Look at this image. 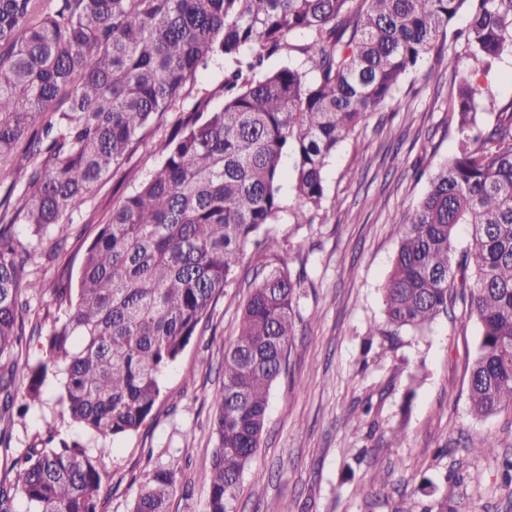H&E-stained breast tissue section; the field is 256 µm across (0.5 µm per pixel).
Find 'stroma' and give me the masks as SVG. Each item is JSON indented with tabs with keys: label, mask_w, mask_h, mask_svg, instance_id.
<instances>
[{
	"label": "stroma",
	"mask_w": 512,
	"mask_h": 512,
	"mask_svg": "<svg viewBox=\"0 0 512 512\" xmlns=\"http://www.w3.org/2000/svg\"><path fill=\"white\" fill-rule=\"evenodd\" d=\"M449 91L434 56L405 76L397 104L369 115L330 158L327 199L315 223H297L292 183L284 181L286 209L266 234L302 278L298 320L271 389L268 430L242 478L238 512H279L284 503L293 512H422L430 503L418 491L424 478L457 512H512V485L500 468L502 456L512 455V410L478 418L467 403L476 321L442 318L420 332H377L398 247L395 220L416 206L456 149ZM176 118L167 112L155 120L125 164L130 181H101L62 232L94 236L95 225L157 165L154 145ZM249 282L242 274L225 288L200 335L166 373L151 424L103 458V512H131L145 475L159 465L182 472L171 512H207L209 477L200 462L218 444L211 396ZM58 394L49 383L43 404L7 425L0 480L47 428L64 439L79 435ZM353 412L361 419L355 429L346 423ZM398 429L404 439L397 444ZM489 437L497 443L492 454L480 450Z\"/></svg>",
	"instance_id": "obj_1"
}]
</instances>
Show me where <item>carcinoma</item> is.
<instances>
[{
    "mask_svg": "<svg viewBox=\"0 0 512 512\" xmlns=\"http://www.w3.org/2000/svg\"><path fill=\"white\" fill-rule=\"evenodd\" d=\"M0 0V183L27 191L0 199V420L43 402L60 384L71 420L101 446L54 435L32 446L0 486V512L20 496L28 512H99L101 457L153 415L161 379L197 335L241 269L247 246L284 209L282 158L293 160L296 223L323 208V170L367 114L396 100L401 79L444 43L457 16L474 63L512 56V0ZM305 43L292 46L289 36ZM298 63L269 69L290 50ZM224 60V104L180 111L199 72ZM489 88L470 80L448 111L457 150L433 173L414 209L396 221L399 244L382 288V335L425 330L456 311L476 318L471 411L512 408V103L488 123ZM180 113L159 140L156 168L112 208L83 252L77 287L27 273L16 224L37 235L64 223L98 183L118 174L143 131ZM460 224L472 243L454 247ZM253 269L237 334L224 348L213 393L218 448L208 512H237L241 481L268 428L273 384L295 335L301 278L276 241ZM49 296V330L26 326L30 298ZM38 356L11 361L24 336ZM178 469L156 467L132 512H170Z\"/></svg>",
    "mask_w": 512,
    "mask_h": 512,
    "instance_id": "obj_1",
    "label": "carcinoma"
}]
</instances>
